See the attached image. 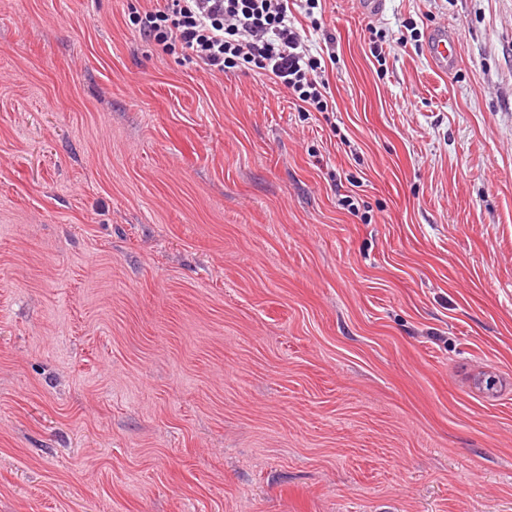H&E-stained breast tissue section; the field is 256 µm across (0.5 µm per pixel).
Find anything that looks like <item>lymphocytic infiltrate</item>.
<instances>
[{"label":"lymphocytic infiltrate","instance_id":"obj_1","mask_svg":"<svg viewBox=\"0 0 512 512\" xmlns=\"http://www.w3.org/2000/svg\"><path fill=\"white\" fill-rule=\"evenodd\" d=\"M288 10L289 0H154L133 23L162 51L181 49L188 60L220 73L257 68L291 91L305 111H332L328 85L316 77L321 62Z\"/></svg>","mask_w":512,"mask_h":512}]
</instances>
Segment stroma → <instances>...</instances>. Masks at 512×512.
<instances>
[{
    "mask_svg": "<svg viewBox=\"0 0 512 512\" xmlns=\"http://www.w3.org/2000/svg\"><path fill=\"white\" fill-rule=\"evenodd\" d=\"M150 7L0 0V512H512V0H295L328 113ZM426 54L435 71L449 73L458 62V49L454 33L448 27H437L429 35Z\"/></svg>",
    "mask_w": 512,
    "mask_h": 512,
    "instance_id": "1",
    "label": "stroma"
}]
</instances>
